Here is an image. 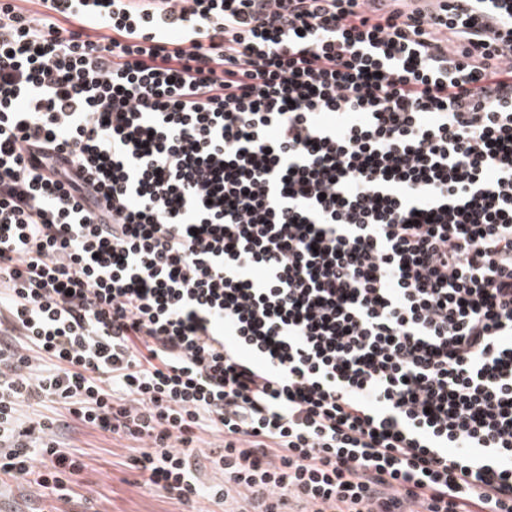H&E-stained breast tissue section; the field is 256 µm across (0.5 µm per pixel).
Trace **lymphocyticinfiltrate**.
Returning a JSON list of instances; mask_svg holds the SVG:
<instances>
[{
	"instance_id": "lymphocytic-infiltrate-1",
	"label": "lymphocytic infiltrate",
	"mask_w": 512,
	"mask_h": 512,
	"mask_svg": "<svg viewBox=\"0 0 512 512\" xmlns=\"http://www.w3.org/2000/svg\"><path fill=\"white\" fill-rule=\"evenodd\" d=\"M48 403L186 512H512V0H0V480L67 512Z\"/></svg>"
}]
</instances>
